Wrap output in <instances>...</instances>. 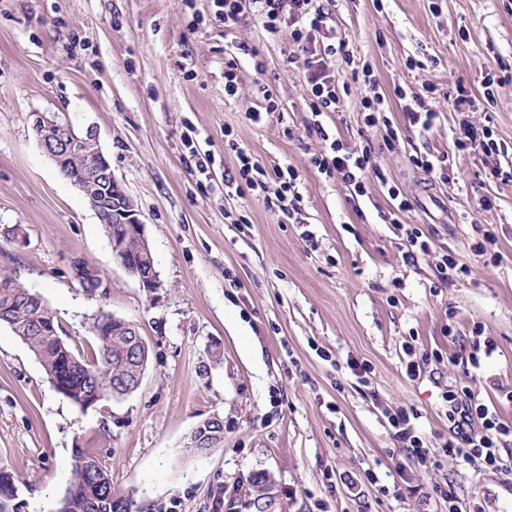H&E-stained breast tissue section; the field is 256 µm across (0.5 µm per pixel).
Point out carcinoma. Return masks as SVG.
<instances>
[{
	"label": "carcinoma",
	"instance_id": "cac0c4a2",
	"mask_svg": "<svg viewBox=\"0 0 512 512\" xmlns=\"http://www.w3.org/2000/svg\"><path fill=\"white\" fill-rule=\"evenodd\" d=\"M115 260L132 254L125 236L115 224L103 225ZM106 321L97 335L92 357L75 353L61 336L56 316L35 291L8 275H0V324L8 326L38 359L48 382L76 409L85 411L98 396H112L116 382H135L139 363L134 360L136 337L112 328V314L98 311ZM17 488L11 473L0 467V512H15ZM133 495H119L112 476L93 452L77 448L73 459V481L58 502L57 512H132Z\"/></svg>",
	"mask_w": 512,
	"mask_h": 512
}]
</instances>
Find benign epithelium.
<instances>
[{
	"mask_svg": "<svg viewBox=\"0 0 512 512\" xmlns=\"http://www.w3.org/2000/svg\"><path fill=\"white\" fill-rule=\"evenodd\" d=\"M77 142L97 143L96 131L91 128L79 136L69 129H62L52 139L40 137L43 150L61 170L72 159L73 145ZM71 182L89 197L97 216L107 222L126 225L127 235L134 241L135 253L141 263L133 266L122 261L120 266L142 287L148 290L161 287L139 211L122 184L112 174L111 165L101 149H95L87 157L80 175L71 178ZM72 267L73 270L85 274L86 288L95 293L102 288L103 282L96 268L86 266L80 260L73 261ZM256 476L265 477L267 482L262 485L260 492L249 496L245 501L247 512H281L280 490L276 480L265 471L256 472Z\"/></svg>",
	"mask_w": 512,
	"mask_h": 512,
	"instance_id": "benign-epithelium-1",
	"label": "benign epithelium"
}]
</instances>
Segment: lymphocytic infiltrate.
Returning a JSON list of instances; mask_svg holds the SVG:
<instances>
[{"label": "lymphocytic infiltrate", "instance_id": "1", "mask_svg": "<svg viewBox=\"0 0 512 512\" xmlns=\"http://www.w3.org/2000/svg\"><path fill=\"white\" fill-rule=\"evenodd\" d=\"M251 4L265 31L285 33L291 50L289 59L303 58L310 85L307 107L314 117L308 128L324 144L309 162L325 177L341 180L354 194L366 193V176H374L376 182L387 191L396 203V211L410 207L409 199L402 190L390 184L381 166L372 164L371 147H351L339 139L330 138L320 118L336 111L340 102L336 76L328 66L332 57L349 59L350 52L345 39L339 38L333 28L328 27V12L313 7L312 0H213L214 15L224 22L236 21L244 4ZM225 149L233 152L236 167L228 181L237 190L276 201L280 210H287L290 203L299 201L297 189L299 173L295 168L266 170L258 159L232 134H224ZM418 414L414 409L400 408L388 414L387 419L396 439L404 443L407 451L420 463L431 459V451L424 439L414 429ZM448 420L451 424L444 453L463 459H474L495 471L512 473V464L505 463L500 454L504 437L512 435V426L502 422L496 412L476 402L469 390H462L450 401Z\"/></svg>", "mask_w": 512, "mask_h": 512}]
</instances>
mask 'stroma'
<instances>
[{
  "mask_svg": "<svg viewBox=\"0 0 512 512\" xmlns=\"http://www.w3.org/2000/svg\"><path fill=\"white\" fill-rule=\"evenodd\" d=\"M314 4L353 54L330 58L337 80L370 61L389 105L386 120L365 127L354 88L321 122L330 137L371 146L408 211L395 213L376 183L360 197L310 165L322 144L307 132L304 64L289 61L287 36L267 33L251 9L226 23L212 0H0V274L42 296L76 353L96 351L101 310L135 323L149 346L137 391L81 412L0 325V467L13 475L18 512H56L78 448L103 459L135 512H237L256 471L277 481L283 512H448L444 489L463 512H512V474L441 450L444 392L469 388L512 425V181L488 177L481 151L455 146L463 123L490 125L512 168V0ZM242 42L256 58L237 56ZM233 57L239 90L228 97ZM412 58L422 68H409ZM490 70L498 81L488 98ZM459 83L476 99L472 111L446 101ZM424 84L436 113L426 131L409 126L397 96ZM267 93L278 110L251 122ZM36 112L96 130L139 210L161 288H142L116 263L95 212L43 152ZM228 129L266 168L298 170L302 202L291 216L225 186L236 164ZM418 153L449 158L454 180L417 169ZM15 224L24 245L4 236ZM406 224L431 240L410 262ZM481 227L496 237L499 264L468 248ZM445 253L471 276L438 285ZM77 258L99 270L97 295L76 279ZM353 360L370 365L366 382ZM400 407L417 410L434 464L393 439L387 414ZM213 416L224 421L223 443L186 453Z\"/></svg>",
  "mask_w": 512,
  "mask_h": 512,
  "instance_id": "1",
  "label": "stroma"
}]
</instances>
